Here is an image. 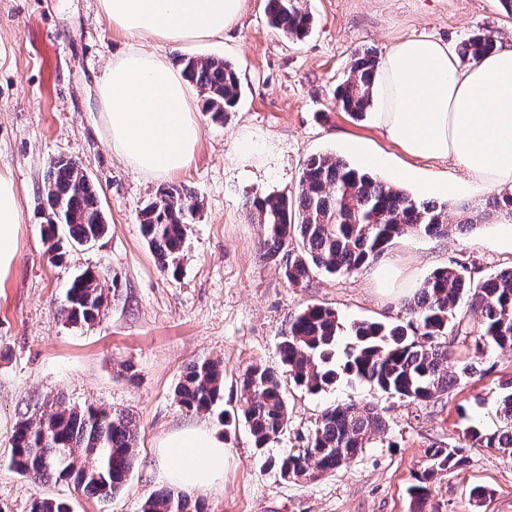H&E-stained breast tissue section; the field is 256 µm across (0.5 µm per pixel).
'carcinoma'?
Segmentation results:
<instances>
[{
  "label": "carcinoma",
  "instance_id": "1",
  "mask_svg": "<svg viewBox=\"0 0 512 512\" xmlns=\"http://www.w3.org/2000/svg\"><path fill=\"white\" fill-rule=\"evenodd\" d=\"M268 22L291 40L304 39L313 23L301 0H267ZM496 40L486 32L469 36L459 48L471 61L492 51ZM182 74L199 96L201 111L214 122L236 111L241 97L235 68L222 59L184 56ZM378 60L371 49L353 56L349 75L336 90L339 108L359 119L371 110L372 84ZM47 219L44 232L51 248L58 228L70 246L93 243L107 231L96 192L81 175L79 164L65 157L51 161L45 181ZM197 203L176 185L163 186L142 209L140 224L156 260L164 270L177 272L186 224ZM249 216L266 226L264 255L288 282L297 286L314 270L330 275L359 271L377 261L393 242L410 234L446 236L450 230L475 228L501 217L512 218V192L486 200L482 211L459 206L458 223H448V204L414 199L370 172L327 154L309 156L301 170L296 197L254 195L246 201ZM108 295L97 275L84 270L71 279L60 307L72 323L95 321ZM405 323L360 321L351 325L350 341L337 356L343 325L336 310L322 305L305 308L291 320L278 349L275 366H255L239 377L241 415L254 447L278 441L288 419L282 377L311 393L336 383L341 376L369 383L389 397L407 403L435 402L448 394L463 376L473 374L465 363L448 373L450 346L474 344V351L512 348V269L474 283L457 268L433 272L409 305ZM224 369L210 359L191 363L182 375L176 397L188 411L207 412L222 398ZM385 419L371 403L326 407L312 433L298 448L271 461L281 478L314 480L340 469L368 447L371 434ZM473 447L493 448L512 455V391L501 397L499 426L465 431ZM10 465L20 474L55 479L73 485L102 501L119 493L133 467L136 428L131 418L98 406L49 408L24 416L12 435ZM93 459L78 464L76 454ZM427 464L409 488L417 512L430 495V483L441 471L465 469L469 456L463 447L434 442L425 450ZM31 512H73L67 499L40 498ZM141 512H207L203 497L192 498L176 488L149 495Z\"/></svg>",
  "mask_w": 512,
  "mask_h": 512
}]
</instances>
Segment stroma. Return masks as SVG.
I'll return each instance as SVG.
<instances>
[{
	"label": "stroma",
	"instance_id": "1",
	"mask_svg": "<svg viewBox=\"0 0 512 512\" xmlns=\"http://www.w3.org/2000/svg\"><path fill=\"white\" fill-rule=\"evenodd\" d=\"M265 0H249L241 21L224 37L178 45L149 41L145 50L170 61L201 56L232 62L241 99L223 123L196 113L202 136L189 170L174 176L198 204L187 226L177 274L161 270L142 234L139 213L159 181L133 170L112 151L99 113L96 85L114 56L129 46L98 9L97 0H0V170H9L21 206L17 260L0 283V512H30L34 499L68 498L75 512H140L164 486L156 446L164 435L204 425L219 431L231 455L224 479L204 491L209 512H414L408 493L434 441L465 442L473 424L493 427L497 398L512 382V349L483 357L459 348L452 363L478 371L438 403L389 399L369 384L340 378L316 394L283 384L288 420L283 435L257 452L244 423L225 426L219 412L183 408L175 388L190 363L224 366L219 411L237 414V381L252 366L278 362V345L291 316L321 304L343 324L404 322L423 281L448 266L480 282L512 268V224H483L465 234L405 236L384 253L391 288L380 286L377 266L331 277L314 275L289 285L263 254L265 227L251 223L247 197L296 194L304 160L339 156L362 166L360 147L383 152L377 178L413 198L431 196L436 174L448 176V203L480 208L491 190L471 183L452 160L415 162L416 176L401 179L405 157L371 118L353 119L336 106L355 51L385 55L404 38L428 34L456 47L477 31L512 39V17L499 0H307L315 24L294 42L273 29ZM256 152L242 159V138ZM79 163L95 187L108 224L98 242L63 246L54 257L43 234L45 177L52 159ZM99 273L108 304L99 319L73 324L60 297L79 270ZM374 403L387 426L365 452L334 473L311 481L280 478L268 458L297 447L322 411L336 403ZM93 404L133 417V470L112 500L101 501L55 480L9 469L11 437L20 418L42 404ZM459 472L432 481L425 512H512V456L474 447ZM486 490L482 500L474 487Z\"/></svg>",
	"mask_w": 512,
	"mask_h": 512
}]
</instances>
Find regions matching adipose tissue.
<instances>
[{
	"instance_id": "obj_1",
	"label": "adipose tissue",
	"mask_w": 512,
	"mask_h": 512,
	"mask_svg": "<svg viewBox=\"0 0 512 512\" xmlns=\"http://www.w3.org/2000/svg\"><path fill=\"white\" fill-rule=\"evenodd\" d=\"M99 9L130 48L113 57L98 100L113 152L135 171L165 179L185 171L201 139L189 84L167 59L141 42L179 44L223 36L248 0H98ZM373 121L403 155L453 159L473 180L512 189V43L460 66L441 40L419 36L393 44L378 67ZM21 209L14 181L0 171V280L18 253ZM160 475L186 491L207 489L224 476L222 436L198 426L167 434L158 445Z\"/></svg>"
}]
</instances>
